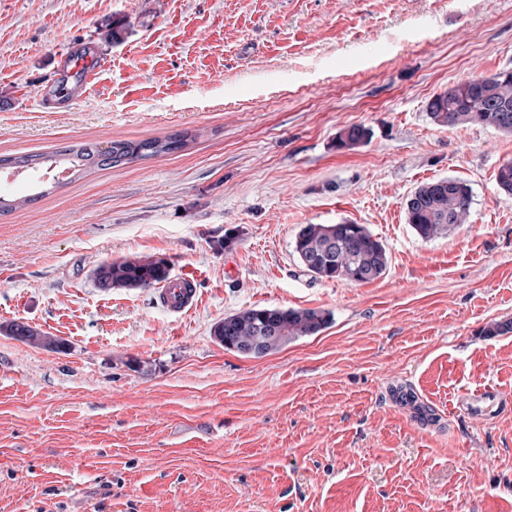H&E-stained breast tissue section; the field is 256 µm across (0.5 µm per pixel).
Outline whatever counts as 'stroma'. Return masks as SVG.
<instances>
[{
    "instance_id": "35a3bbf8",
    "label": "stroma",
    "mask_w": 512,
    "mask_h": 512,
    "mask_svg": "<svg viewBox=\"0 0 512 512\" xmlns=\"http://www.w3.org/2000/svg\"><path fill=\"white\" fill-rule=\"evenodd\" d=\"M86 45L96 84L58 95ZM502 71L512 0H0V155L191 135L43 194L0 173V324L71 344L0 333V512H512V412L457 408L512 394V332L484 333L512 321V133L427 111ZM354 124L370 141L337 149ZM447 177L470 220L423 240L405 202ZM342 221L384 242L382 277L301 267L297 231ZM145 255L195 277L193 308L96 288ZM255 306L331 319L262 358L224 350L213 326ZM0 332H4L7 336L30 346L46 348L58 353H67L65 340L57 336H47L32 328L28 323L12 321L8 324H1ZM486 402L491 403L489 407L484 406ZM495 407V410H492ZM507 407L511 409V398L498 394L491 388H483L473 393L462 397L458 403V408L463 412H485V415L491 416L492 413L500 415ZM486 410V411H485Z\"/></svg>"
}]
</instances>
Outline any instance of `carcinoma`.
Listing matches in <instances>:
<instances>
[{
	"mask_svg": "<svg viewBox=\"0 0 512 512\" xmlns=\"http://www.w3.org/2000/svg\"><path fill=\"white\" fill-rule=\"evenodd\" d=\"M431 119L438 125L458 127L486 125L512 133V71L492 76H475L435 95L428 102ZM370 131L352 125L337 149L351 150L365 144ZM187 136L176 134L163 139L114 140L109 144L112 169L136 159L174 153L186 145ZM94 144L67 148L70 167L84 171L91 166ZM16 168L47 170L57 163L53 155L27 154L10 157ZM471 188L457 178H441L421 184L406 201L407 223L424 240H432L466 223L470 216ZM294 252L302 267L315 279L345 280L363 284L382 277L388 266L384 243L363 224H306L297 232ZM168 279V265L153 256L120 259L104 263L94 271L96 287L103 292L114 288H151ZM330 313L310 308H248L216 323L212 335L224 349L248 356L257 345L258 357L280 350L290 342L322 331ZM0 332L24 344L58 353L67 351L65 340L48 336L30 325L12 321L0 325Z\"/></svg>",
	"mask_w": 512,
	"mask_h": 512,
	"instance_id": "obj_1",
	"label": "carcinoma"
}]
</instances>
